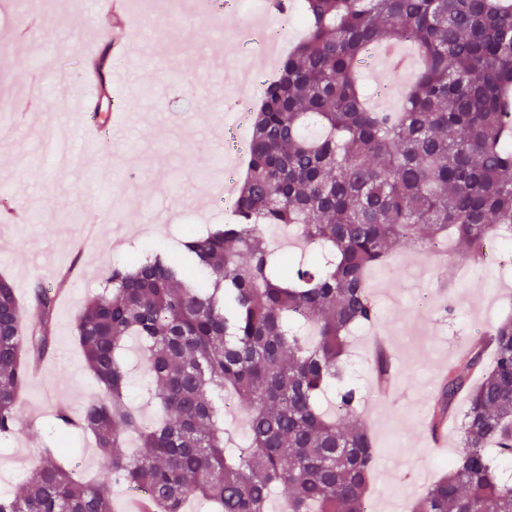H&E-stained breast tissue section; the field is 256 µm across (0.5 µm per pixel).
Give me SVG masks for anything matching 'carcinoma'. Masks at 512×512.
<instances>
[{"label":"carcinoma","instance_id":"cac0c4a2","mask_svg":"<svg viewBox=\"0 0 512 512\" xmlns=\"http://www.w3.org/2000/svg\"><path fill=\"white\" fill-rule=\"evenodd\" d=\"M300 42L264 84L246 176L232 220L187 233L182 257L114 265L72 325L102 395L60 425L93 437L110 479L150 512H367L371 432L351 388L332 413L327 387L344 376L353 327L377 310L367 273L392 248L448 238L479 262L512 226V4L505 0H302ZM415 47L421 67L397 112L369 107L358 84L381 42ZM295 227L311 250L278 260L265 230ZM55 297L24 317L0 277V437L16 431L30 366L52 349ZM145 345L161 417L127 400L122 357ZM492 349L493 361L485 362ZM448 370L429 411L431 432L453 421L464 453L408 502L407 512H512V484L491 458L512 456V314ZM246 409L249 438L224 426V396ZM135 455L116 453L128 433ZM0 512H112L97 484L41 449L32 478L0 496Z\"/></svg>","mask_w":512,"mask_h":512}]
</instances>
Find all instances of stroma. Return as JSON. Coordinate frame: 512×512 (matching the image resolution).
<instances>
[{
  "label": "stroma",
  "instance_id": "obj_1",
  "mask_svg": "<svg viewBox=\"0 0 512 512\" xmlns=\"http://www.w3.org/2000/svg\"><path fill=\"white\" fill-rule=\"evenodd\" d=\"M154 16L130 15L125 58L112 96L125 114L124 138L102 150L75 127L83 61L111 19L92 0H0V113L34 111L22 125L0 126V186L11 221L0 223V276L9 279L26 312L38 285L56 283L62 270L75 278L57 300L55 348L22 395L16 433L0 439V495L32 477L41 448L57 437L53 412L79 409L99 393L74 337L72 317L103 285L112 265L150 253L167 255L187 225L223 223L217 204L224 175L213 170L224 153V104L232 92L214 62L216 47L249 67L259 47H240L249 20L242 11H200V0H158ZM41 24L26 43L13 34L30 14ZM70 53L59 66L52 50ZM128 241L113 251L115 236ZM506 265L464 272L453 257L431 249L394 250L377 268L370 291L378 321L355 342L345 362L347 381L363 394L361 419L378 453L371 500L389 512L390 486L401 501L418 496L461 453L449 430L443 448L426 429L427 411L443 372L479 336L476 323L512 313ZM383 339L392 353L399 391H376L374 349ZM78 472L103 477L109 458L77 434L65 437Z\"/></svg>",
  "mask_w": 512,
  "mask_h": 512
}]
</instances>
